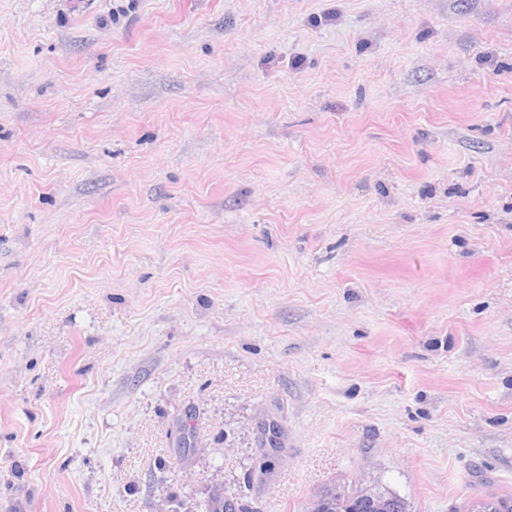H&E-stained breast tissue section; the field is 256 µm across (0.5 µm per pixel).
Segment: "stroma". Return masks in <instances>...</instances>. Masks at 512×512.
I'll return each mask as SVG.
<instances>
[{"label":"stroma","instance_id":"obj_1","mask_svg":"<svg viewBox=\"0 0 512 512\" xmlns=\"http://www.w3.org/2000/svg\"><path fill=\"white\" fill-rule=\"evenodd\" d=\"M366 485L512 494V0H0V512Z\"/></svg>","mask_w":512,"mask_h":512}]
</instances>
